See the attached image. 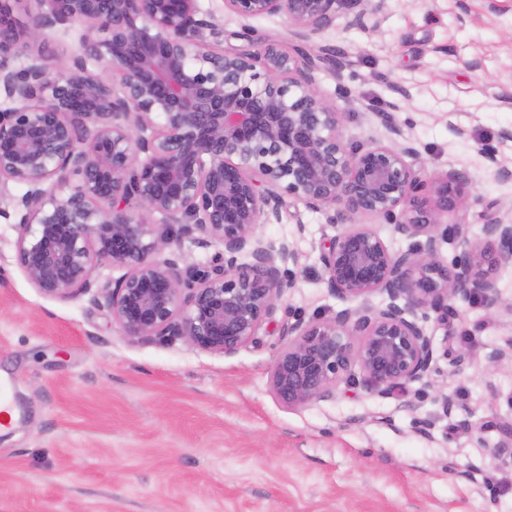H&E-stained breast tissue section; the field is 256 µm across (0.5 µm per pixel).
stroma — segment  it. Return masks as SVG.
<instances>
[{
    "instance_id": "obj_1",
    "label": "stroma",
    "mask_w": 512,
    "mask_h": 512,
    "mask_svg": "<svg viewBox=\"0 0 512 512\" xmlns=\"http://www.w3.org/2000/svg\"><path fill=\"white\" fill-rule=\"evenodd\" d=\"M200 7L223 21L225 46L244 26L290 53L302 44L284 17L243 21L224 0ZM84 31L74 25L34 50L68 71ZM312 42L348 55L342 77L316 74L348 138L386 140L380 115L394 112L413 168L468 177L472 238L485 215L512 214V180L495 173L512 169V141L501 137L512 129V0H388L378 31L340 17ZM261 232L288 240L303 270L275 324L225 356L123 336L101 290L122 269L100 265L97 288L72 298L40 293L17 264L16 225L0 218V383L16 412L0 428V512H512V455L495 452L512 426V362L488 361L512 345V267L498 275L497 315L461 301L452 337L432 332L435 344L476 356L460 373L440 359L432 374L457 402L451 416L416 383L402 399L344 384L336 400L289 409L268 383L276 324L341 309L319 260L335 230L290 199ZM463 420L482 432H464Z\"/></svg>"
}]
</instances>
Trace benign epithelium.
Segmentation results:
<instances>
[{"mask_svg":"<svg viewBox=\"0 0 512 512\" xmlns=\"http://www.w3.org/2000/svg\"><path fill=\"white\" fill-rule=\"evenodd\" d=\"M200 0H0V198L19 235L16 261L41 293L68 298L96 284L97 267L126 269L103 287L112 321L141 342L180 336L231 355L272 321L296 287L299 257L259 228L285 199L320 211L336 234L320 251L323 283L345 306L280 326L269 370L289 409L336 399L357 379L385 397L422 386L443 414L455 399L429 394L439 351L426 323L448 331L454 303L502 307L498 272L512 266V219L489 216L483 239L460 217L469 180L450 168L432 177L406 158L410 141L369 147L345 137L341 113L315 86L328 66L350 65L330 46L284 53L246 25L224 48V25ZM33 3L20 26L13 6ZM386 0H224L242 20L282 16L309 40L340 14L378 28ZM88 26L65 73L40 54L12 60L50 32ZM78 188L61 194L68 177ZM22 185L21 195L10 186ZM409 241L394 251L365 220ZM178 226L173 232L172 226ZM187 237L224 245V261L183 267L161 253ZM457 243L452 264L441 244ZM384 297L375 305L371 298Z\"/></svg>","mask_w":512,"mask_h":512,"instance_id":"7a95c632","label":"benign epithelium"}]
</instances>
